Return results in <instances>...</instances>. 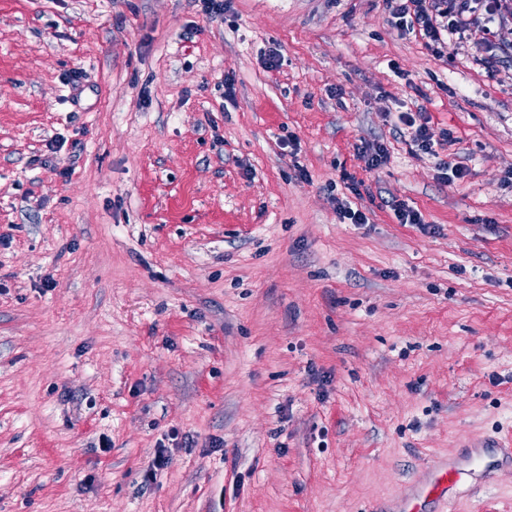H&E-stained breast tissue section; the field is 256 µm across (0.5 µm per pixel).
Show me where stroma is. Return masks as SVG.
I'll use <instances>...</instances> for the list:
<instances>
[{"label":"stroma","instance_id":"stroma-1","mask_svg":"<svg viewBox=\"0 0 512 512\" xmlns=\"http://www.w3.org/2000/svg\"><path fill=\"white\" fill-rule=\"evenodd\" d=\"M474 53L384 0H0V512H365L512 432V59Z\"/></svg>","mask_w":512,"mask_h":512}]
</instances>
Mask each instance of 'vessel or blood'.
I'll list each match as a JSON object with an SVG mask.
<instances>
[{
    "instance_id": "1",
    "label": "vessel or blood",
    "mask_w": 512,
    "mask_h": 512,
    "mask_svg": "<svg viewBox=\"0 0 512 512\" xmlns=\"http://www.w3.org/2000/svg\"><path fill=\"white\" fill-rule=\"evenodd\" d=\"M512 464V436L479 447L464 459L438 461L397 512H449L459 497L488 486L497 467Z\"/></svg>"
}]
</instances>
